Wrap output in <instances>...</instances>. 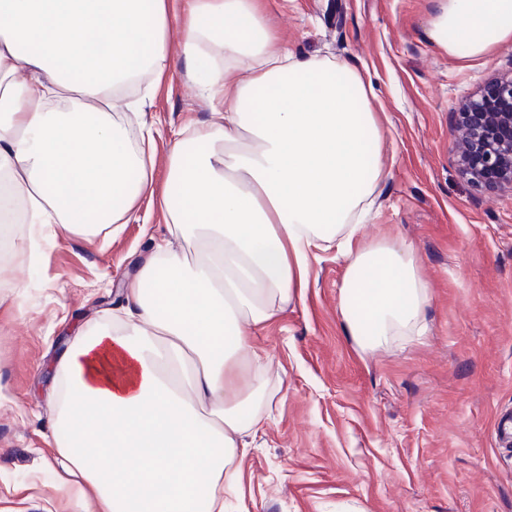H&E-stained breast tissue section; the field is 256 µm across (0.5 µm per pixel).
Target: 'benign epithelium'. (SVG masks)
<instances>
[{
  "mask_svg": "<svg viewBox=\"0 0 512 512\" xmlns=\"http://www.w3.org/2000/svg\"><path fill=\"white\" fill-rule=\"evenodd\" d=\"M455 151L478 188L512 191V78L494 79L456 113Z\"/></svg>",
  "mask_w": 512,
  "mask_h": 512,
  "instance_id": "7a95c632",
  "label": "benign epithelium"
}]
</instances>
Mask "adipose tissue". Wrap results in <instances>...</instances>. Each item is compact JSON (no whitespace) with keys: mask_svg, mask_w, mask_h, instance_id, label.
Here are the masks:
<instances>
[{"mask_svg":"<svg viewBox=\"0 0 512 512\" xmlns=\"http://www.w3.org/2000/svg\"><path fill=\"white\" fill-rule=\"evenodd\" d=\"M169 4L0 0V214L25 204L33 255L47 226L90 240L152 193L150 153L113 118L152 98L123 97L124 84L157 86L175 59L207 76L210 117L169 157L165 235L111 325L74 335L56 367L67 433L55 475L76 487L78 512H196L201 490L224 512L268 383L246 331L305 288L322 244L346 261L339 309L358 346L422 331L429 299L412 246L353 244L382 174L367 158L383 134L360 73L296 57L261 0H184L170 46ZM433 37L450 56H482L512 39V0H446Z\"/></svg>","mask_w":512,"mask_h":512,"instance_id":"ef3b65f1","label":"adipose tissue"}]
</instances>
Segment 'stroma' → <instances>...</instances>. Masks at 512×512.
I'll list each match as a JSON object with an SVG mask.
<instances>
[{"instance_id":"35a3bbf8","label":"stroma","mask_w":512,"mask_h":512,"mask_svg":"<svg viewBox=\"0 0 512 512\" xmlns=\"http://www.w3.org/2000/svg\"><path fill=\"white\" fill-rule=\"evenodd\" d=\"M443 0H263L296 56L354 66L384 128L377 206L364 240L405 242L429 285L426 331L358 347L339 312L345 262L313 251L302 298L253 336L274 398L239 462L226 512H512V193L476 190L454 151L455 114L495 74L512 71V41L461 59L431 37ZM209 108L173 62L131 146L151 139L155 198L97 247L53 226L38 267L0 266V512H75L74 487L53 473L55 363L70 332L112 318L116 287L165 231L157 195L172 135ZM22 292H15L16 283Z\"/></svg>"}]
</instances>
